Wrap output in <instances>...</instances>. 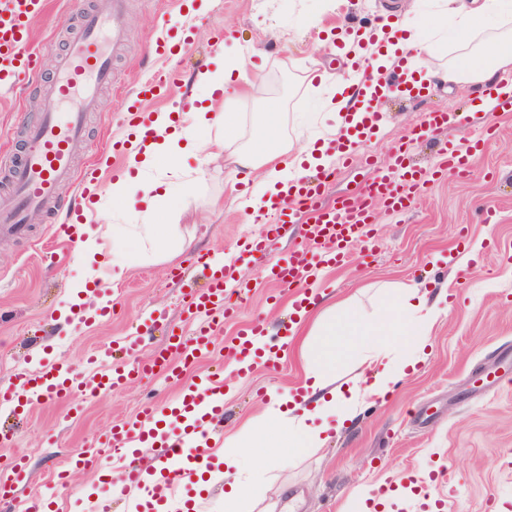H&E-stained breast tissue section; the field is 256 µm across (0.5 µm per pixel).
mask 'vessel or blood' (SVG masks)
Instances as JSON below:
<instances>
[{
    "label": "vessel or blood",
    "mask_w": 512,
    "mask_h": 512,
    "mask_svg": "<svg viewBox=\"0 0 512 512\" xmlns=\"http://www.w3.org/2000/svg\"><path fill=\"white\" fill-rule=\"evenodd\" d=\"M45 9L46 0H0V88H21L37 75L39 54L33 48L32 20ZM126 17L127 0H102L80 14V31L58 57L39 118L26 126L21 155L11 165L10 191L0 196L1 234L25 235L30 215L54 207L61 184L68 181L75 184L76 193L64 222L55 228V237L70 242L78 239L100 184L94 170L81 172L74 167L73 153L87 135L88 113L99 107L100 89L112 82V57L126 41ZM159 27L160 34L150 45L153 55L177 58L194 40L192 19L174 25L163 18ZM180 79V71L173 68L137 89L125 113L136 134L147 133L151 125L146 102ZM464 125L454 113H426L410 140L395 143L389 167L377 171L358 195L331 205L322 202L330 173L301 177L273 201L264 232L238 243V256L267 254L272 240L282 236L289 225L307 219L319 241L318 249L293 248L265 269L269 281L293 291L292 311L306 308L311 302L308 285L324 269L344 266L353 243H361L369 252L375 250L376 242L369 237L368 228L376 209L404 211L427 184L426 173L410 161L411 141L429 140L442 131L452 134ZM490 144V138L484 136L470 141L463 150L451 137L442 149L438 172H465L470 153L485 150ZM201 268L204 285L190 289L181 301L190 330H169L164 345L149 359L139 358L141 339L136 336L117 338L98 348L79 370L63 362H50L37 370L21 365L15 371L14 382L0 384V406L28 410L37 402L66 398L86 386L106 395L146 375L182 381L186 372L195 368L199 355L212 345L217 330L236 319L240 304L249 296L247 285L238 275L236 258L220 263L205 261ZM282 346V341L270 339L266 322L257 319L228 340L225 357L238 363L245 373L255 364L274 370ZM223 411L224 367L218 364L201 371L197 382L169 405L175 432L156 435L150 427L155 415L151 407L143 408L141 418L113 425L104 445L121 460L118 485L125 491L140 487L142 473L134 446L154 438L158 441L156 465L166 475L153 486L152 496L168 500L193 482L199 459L211 457L220 447V439L207 431V420L221 416Z\"/></svg>",
    "instance_id": "vessel-or-blood-1"
}]
</instances>
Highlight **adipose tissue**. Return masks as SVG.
Here are the masks:
<instances>
[{
    "label": "adipose tissue",
    "instance_id": "obj_1",
    "mask_svg": "<svg viewBox=\"0 0 512 512\" xmlns=\"http://www.w3.org/2000/svg\"><path fill=\"white\" fill-rule=\"evenodd\" d=\"M401 38L387 43L383 53L369 62V70H353L349 80L338 81L330 98L332 122L323 136L335 138L342 125H355L359 113L350 112V98L344 90L348 82L379 76L399 57L411 54L427 62L423 78L429 82L479 83L512 72V0H439L437 18L429 35H421L416 23L402 17ZM451 43V62L435 64L443 43ZM241 133L240 115L223 111L218 99L194 112L180 113L171 104L153 113L151 132L127 157L128 168L165 167L176 172L173 152L203 159L212 157L220 145H232ZM238 167L258 172L248 197L238 207L246 211L249 223L260 224L270 205L287 186L311 172L326 170L332 160L324 151L299 146L281 136L278 113H270L251 146L234 153ZM379 318L363 311L333 304L319 314L302 311L294 320L292 335L311 336L307 347V368L298 393L272 394L259 414L235 435L224 441V467L207 473L208 482L224 487L220 512H239L238 504L248 486L240 473L258 475L247 455L252 443L276 429L291 448H321L333 428L349 425L364 397H382L396 382L425 362L429 334L439 316L448 309V291L430 292L419 285H403L379 293ZM410 336L411 346L402 355H393L392 337ZM355 361L358 370L352 381H339L337 365L344 359Z\"/></svg>",
    "mask_w": 512,
    "mask_h": 512
}]
</instances>
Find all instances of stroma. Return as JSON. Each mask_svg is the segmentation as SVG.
I'll return each mask as SVG.
<instances>
[{
	"mask_svg": "<svg viewBox=\"0 0 512 512\" xmlns=\"http://www.w3.org/2000/svg\"><path fill=\"white\" fill-rule=\"evenodd\" d=\"M83 0H49L45 15L32 22L40 51V75L24 94L0 97V129L10 142L0 150V189L8 181L12 154L22 143L19 118L36 119L48 89L55 58L72 35L62 27L64 16H76ZM179 0H130L127 46L115 63L111 87L100 93V110L92 115L90 133L76 154L86 166L110 139L126 133L121 105L140 83L168 69L167 60L146 54V43L159 17L175 18ZM387 0H208L197 38L182 58V80L149 103L152 112L171 100L205 97L190 78L216 61H231L241 46L254 44L247 61L255 74L249 81L232 80L226 101L243 115L245 132L277 107L285 137L299 142L317 140L327 121L328 93L317 73L342 74L345 62L336 46L320 45L323 31L341 22L372 27ZM482 87L439 85L423 96L405 99L391 94L381 99L384 125L362 151L370 161L336 171L327 185L326 203L355 195L375 170L390 163V148L410 136L425 113L442 109L469 111ZM492 146L470 160L467 175L431 179L408 210L379 209L373 225L378 248L353 250L347 266L325 271L319 290L326 302H349L373 311V290L416 281L424 287L448 288V314L431 332L428 361L405 378L389 397L370 398L351 426L332 431L325 447L278 457L276 449L254 448L250 454L265 465L260 482L244 504L246 512H361L352 498L361 489L370 499L381 490L398 487L391 512H422L423 500L410 483L429 486L445 504V512H512V383L496 391L480 390L473 375L500 365L512 353V112L491 118ZM186 180L171 186L166 198L133 205L113 204L106 194L96 198L101 218L83 231L89 238L111 231L116 224H168L184 251L177 261L144 246L127 249L128 267L105 266L109 292L115 299L110 317L82 325L63 318L71 308L75 285L89 270L73 249L57 242L52 227L59 215L39 213L29 239L0 240V383L8 381L16 363L36 368L64 360L83 365L97 347L120 336H142L143 354L162 343L149 334V320L160 315L183 326L181 300L196 281V263L203 257L223 258L239 238L260 233L237 210L238 197L252 185L242 177L227 153L206 162L177 157ZM308 224L299 223L275 239L268 256L240 266L250 294L239 321L263 319L270 331L289 321L288 296L264 277L268 261L296 246L308 244ZM305 361L298 345H290L278 372L255 366L224 400L218 429L238 433L259 413L272 389H293L304 379ZM179 386L147 376L111 395L75 396L36 403L23 420L10 408H0V425L12 428L0 445V462L22 459L28 479L16 487V499L41 493L55 512H90L95 502L111 499L112 512H127L125 497L115 494L116 462L99 442L113 423L134 419L143 404L165 406L177 399ZM99 448L97 466L70 472L68 460L86 448Z\"/></svg>",
	"mask_w": 512,
	"mask_h": 512,
	"instance_id": "obj_1",
	"label": "stroma"
}]
</instances>
